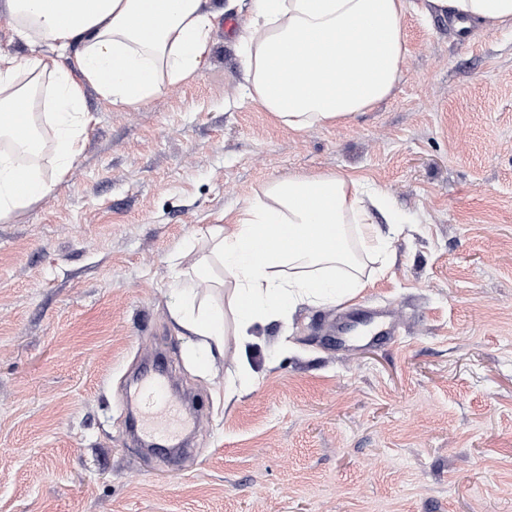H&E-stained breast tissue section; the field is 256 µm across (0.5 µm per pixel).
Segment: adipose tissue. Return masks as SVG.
<instances>
[{
  "label": "adipose tissue",
  "instance_id": "obj_1",
  "mask_svg": "<svg viewBox=\"0 0 512 512\" xmlns=\"http://www.w3.org/2000/svg\"><path fill=\"white\" fill-rule=\"evenodd\" d=\"M489 28L512 27V0H431ZM207 0H6L27 45L0 51V217L20 213L54 188L38 161L35 110L49 109L53 163L81 151L93 86L113 107H132L200 72L214 14ZM408 0H251L240 33L244 91L289 129L340 124L394 90L405 57ZM74 58L75 69L64 66ZM387 210V229L368 207ZM407 220L380 190L339 173L296 174L268 183L224 224L208 228V259L177 271L170 314L198 351L236 338L241 384L257 326L285 321L297 306L352 298L366 287L367 260H381ZM225 288L226 304L201 298Z\"/></svg>",
  "mask_w": 512,
  "mask_h": 512
}]
</instances>
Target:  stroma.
Returning <instances> with one entry per match:
<instances>
[{"mask_svg": "<svg viewBox=\"0 0 512 512\" xmlns=\"http://www.w3.org/2000/svg\"><path fill=\"white\" fill-rule=\"evenodd\" d=\"M411 2L394 92L342 124L294 132L245 96L249 0H208L197 75L123 109L86 88L80 154L60 175L44 154L53 192L0 219V512H512V28L462 37ZM325 172L410 224L354 299L259 327L226 396L235 339L193 359L172 258L269 181ZM159 352L195 398L175 464L128 430Z\"/></svg>", "mask_w": 512, "mask_h": 512, "instance_id": "35a3bbf8", "label": "stroma"}]
</instances>
